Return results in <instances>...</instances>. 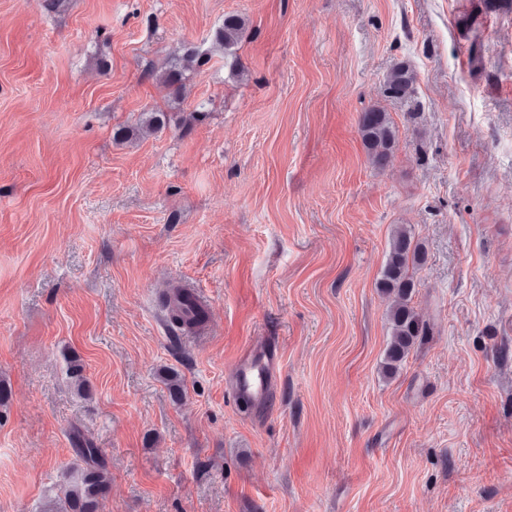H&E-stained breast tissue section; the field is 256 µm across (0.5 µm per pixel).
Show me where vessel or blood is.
Listing matches in <instances>:
<instances>
[{
	"instance_id": "1",
	"label": "vessel or blood",
	"mask_w": 512,
	"mask_h": 512,
	"mask_svg": "<svg viewBox=\"0 0 512 512\" xmlns=\"http://www.w3.org/2000/svg\"><path fill=\"white\" fill-rule=\"evenodd\" d=\"M278 360L276 350L249 344L230 368L232 395L253 405H266L276 381Z\"/></svg>"
}]
</instances>
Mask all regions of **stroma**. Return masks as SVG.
Listing matches in <instances>:
<instances>
[{
  "label": "stroma",
  "mask_w": 512,
  "mask_h": 512,
  "mask_svg": "<svg viewBox=\"0 0 512 512\" xmlns=\"http://www.w3.org/2000/svg\"><path fill=\"white\" fill-rule=\"evenodd\" d=\"M228 13L233 71L210 48ZM189 46L205 116L115 141L167 108L156 75ZM401 61L414 92L386 97ZM372 106L398 136L381 170ZM401 224L428 334L386 379ZM177 286L208 298L201 332L169 326ZM252 340L281 360L265 410L226 386ZM505 349L512 0H0V512H43L74 426L101 512H512ZM358 132L372 167L383 168L396 147V132L389 114L378 107L361 112ZM67 364V375L72 380V384L78 395L86 397L90 394V386L87 378L83 374L84 368L80 360L75 355L65 357Z\"/></svg>",
  "instance_id": "obj_1"
}]
</instances>
